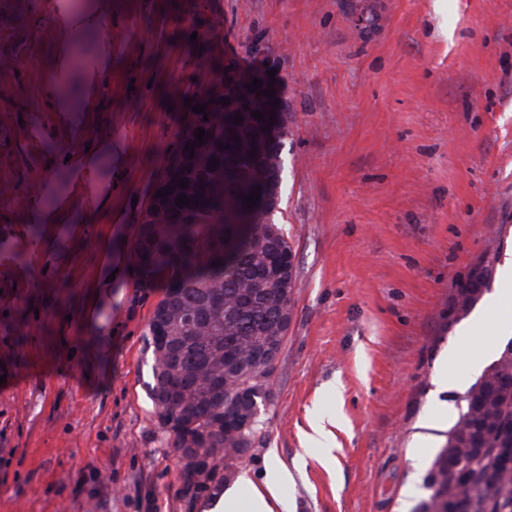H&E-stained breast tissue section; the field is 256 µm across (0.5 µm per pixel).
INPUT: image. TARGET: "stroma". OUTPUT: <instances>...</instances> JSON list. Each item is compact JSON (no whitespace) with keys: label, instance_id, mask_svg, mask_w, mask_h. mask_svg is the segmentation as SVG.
Masks as SVG:
<instances>
[{"label":"stroma","instance_id":"stroma-1","mask_svg":"<svg viewBox=\"0 0 512 512\" xmlns=\"http://www.w3.org/2000/svg\"><path fill=\"white\" fill-rule=\"evenodd\" d=\"M99 6L100 27L65 29ZM256 42L291 114L278 220L298 286L235 473L280 481L293 512L426 497L452 420L424 423L454 399L436 376L463 374L512 312L492 302L512 269V0H0V512L209 501L148 394L162 289L126 271L108 306L92 293L127 257L185 100L250 67ZM488 260L491 293L449 321Z\"/></svg>","mask_w":512,"mask_h":512}]
</instances>
